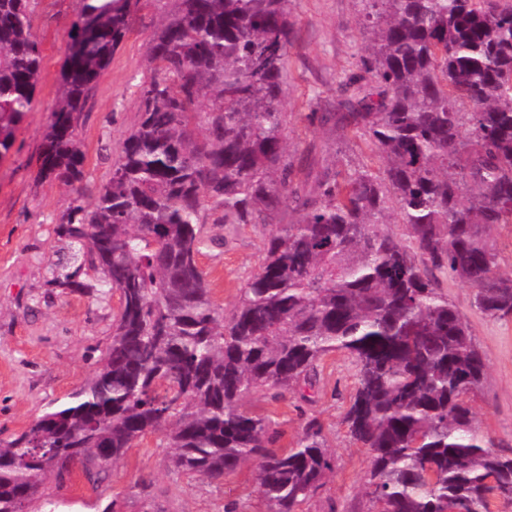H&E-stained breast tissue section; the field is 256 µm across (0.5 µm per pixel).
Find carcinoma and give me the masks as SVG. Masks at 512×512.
Listing matches in <instances>:
<instances>
[{
    "mask_svg": "<svg viewBox=\"0 0 512 512\" xmlns=\"http://www.w3.org/2000/svg\"><path fill=\"white\" fill-rule=\"evenodd\" d=\"M361 2L366 55L340 81L343 111L309 119L368 140L383 168L314 173L289 149L290 0H174L148 46L160 76L139 86V120L89 197L79 120L141 0H79L38 169L74 187L52 282L116 290L120 307L95 375L0 442V512H55L49 478L79 466L97 484L148 433L180 474L220 481L256 464L268 512H298L331 470L322 426L279 450L242 402L314 386L333 352L356 366L345 420L371 453L377 512L512 504V448L494 449L467 402L486 363L443 288L464 283L485 316L512 318L492 238L512 224V0ZM30 15V0H0V158L41 79ZM206 202L224 224L271 226L228 315L199 262ZM87 268L98 283L78 280Z\"/></svg>",
    "mask_w": 512,
    "mask_h": 512,
    "instance_id": "carcinoma-1",
    "label": "carcinoma"
}]
</instances>
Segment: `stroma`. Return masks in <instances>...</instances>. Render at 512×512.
<instances>
[{
    "instance_id": "stroma-1",
    "label": "stroma",
    "mask_w": 512,
    "mask_h": 512,
    "mask_svg": "<svg viewBox=\"0 0 512 512\" xmlns=\"http://www.w3.org/2000/svg\"><path fill=\"white\" fill-rule=\"evenodd\" d=\"M172 0H142L132 34L120 45L92 90L78 127L86 155L85 184L94 188L111 171L123 139L138 121L136 86L155 70L148 41ZM31 22L42 43V79L36 106L0 159V440L28 429L51 407L66 401L100 365L119 308L118 293L106 299L53 285L52 264L64 244L55 228L74 193L54 180H37L43 136L58 93V77L68 30L78 0H33ZM296 37L288 53L283 110L289 146L307 147L315 169L342 171L370 161L358 139L310 122V112L338 111V84L363 55L357 0H292ZM203 209L201 219L212 243L201 258L216 303L232 308L262 259L270 229L261 224H220ZM448 298L471 326L487 374L468 400L483 434L496 448L512 446V320L485 317L473 304V288L445 283ZM313 388L273 397L263 392L246 403L249 412L269 418L280 447L318 420L332 468L299 512H374L364 487L371 470L368 449L354 442L344 421L355 388V366L344 353L327 356ZM46 491L64 512H98L114 503L116 512H267L258 494L256 469L246 465L220 481L171 471L168 450L146 435L108 477L91 486L81 474Z\"/></svg>"
}]
</instances>
